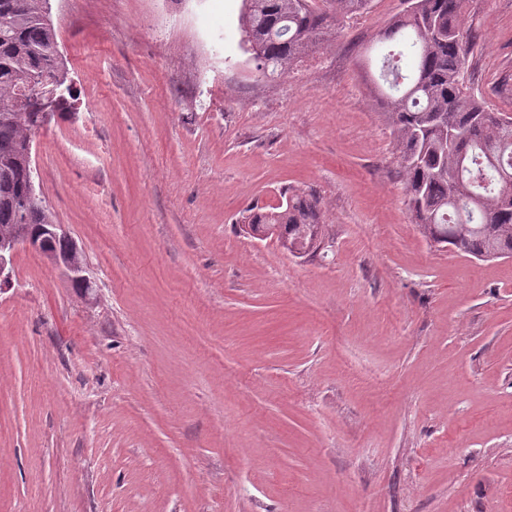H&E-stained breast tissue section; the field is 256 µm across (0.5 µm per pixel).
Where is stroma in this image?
I'll use <instances>...</instances> for the list:
<instances>
[{
	"mask_svg": "<svg viewBox=\"0 0 512 512\" xmlns=\"http://www.w3.org/2000/svg\"><path fill=\"white\" fill-rule=\"evenodd\" d=\"M406 0L260 74L242 0H49L37 192L96 279L0 287V512H512V258L433 245L373 93ZM512 114V0H463ZM319 203L296 257L241 224Z\"/></svg>",
	"mask_w": 512,
	"mask_h": 512,
	"instance_id": "35a3bbf8",
	"label": "stroma"
}]
</instances>
